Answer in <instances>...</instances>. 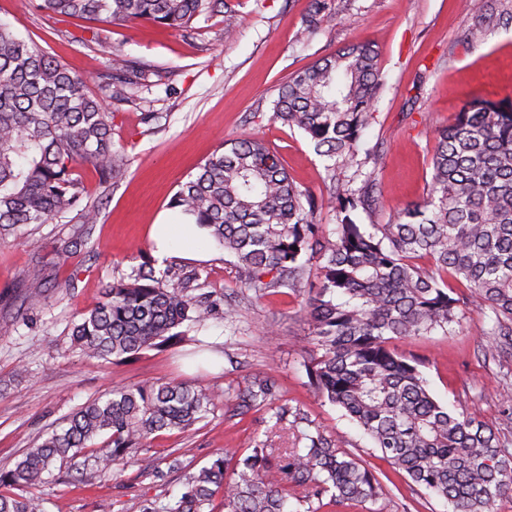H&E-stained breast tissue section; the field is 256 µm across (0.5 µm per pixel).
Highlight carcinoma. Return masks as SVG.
<instances>
[{
  "label": "carcinoma",
  "instance_id": "1",
  "mask_svg": "<svg viewBox=\"0 0 512 512\" xmlns=\"http://www.w3.org/2000/svg\"><path fill=\"white\" fill-rule=\"evenodd\" d=\"M224 0H43L66 17L124 24L147 21L182 30ZM474 21L466 43L483 39L490 24L512 26V0H461ZM331 17L328 0H311L309 32ZM111 66L122 85H105L122 98L153 74L114 50ZM88 79L19 38L0 23V240L31 224L73 216L94 224L99 205L87 197L78 166L99 184L119 181L129 158L112 143V113L86 92ZM382 86L374 44L363 42L320 59L291 76L274 101L273 119L307 134L331 172L356 161ZM426 196L390 224L363 230L350 215L373 202L374 184L354 190L331 177L330 198L344 216L334 237L313 221L315 198L300 190L276 154L251 135L224 142V150L179 185L170 206L207 232L259 290L294 289L306 265L318 267V285L304 313L316 347L307 370L317 393L342 409L373 440L381 458L416 486L444 499L450 512H497L512 494V449L494 430L464 412H452L430 393L421 362L393 341L453 335L461 326L460 298L449 280L465 285L494 315L490 336H512V103L474 100L440 129ZM427 258L425 270L415 263ZM169 270L145 263L108 285L100 301L72 323L71 344L84 354L128 360L176 344L185 322L201 325L213 303L167 284ZM245 413L279 400L275 383L254 378L236 395ZM224 395L196 385L146 382L95 398L0 473V512H45L32 489L58 462H68L105 436L106 468L146 446L164 430L188 431L222 404ZM303 448L255 444L236 457L226 449L185 475L184 491L162 509L211 512L216 495L224 512H318L314 502L375 505L386 491L375 475L305 413H294ZM295 499L305 510L289 509Z\"/></svg>",
  "mask_w": 512,
  "mask_h": 512
}]
</instances>
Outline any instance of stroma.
Returning <instances> with one entry per match:
<instances>
[{"label": "stroma", "instance_id": "35a3bbf8", "mask_svg": "<svg viewBox=\"0 0 512 512\" xmlns=\"http://www.w3.org/2000/svg\"><path fill=\"white\" fill-rule=\"evenodd\" d=\"M41 2L0 0V21L87 76L90 94L101 95L114 46L156 73L131 101L106 102L112 141L125 148L130 165L104 196L98 222L45 224L0 241V470L12 468L45 431L89 399L114 388L155 380L224 392L266 376L290 408L307 414L379 478L385 512H448L443 499L397 475L362 429L309 386L306 288L255 294L235 258L214 242L200 238L189 248L175 240L161 254L154 236L177 217L169 201L179 184L225 140L243 133L274 151L300 189L322 198L314 221L331 233L341 215L328 200L326 160L302 131L273 121L272 107L289 76L365 39L377 46L383 86L360 141L368 157L341 176L355 189L374 179L381 192L375 209L354 211L356 223L393 222L427 193L438 128L473 100L512 102V28L491 30L467 45L460 34L471 16L458 0H332L331 17L306 34L310 0H227L233 25L220 12L184 30L101 22L97 46L85 42L83 21L55 16ZM147 260L178 269L189 276L192 295L214 302L205 325L183 324V343L130 361L90 358L72 348L71 323L95 306L103 288ZM34 277L46 282V292L28 291ZM228 300L237 310L230 318L223 307ZM462 309L456 335L436 332L394 347L422 361L441 404L504 428L512 351L490 352L492 322L479 297L465 296ZM268 438L279 448L305 445L270 407L235 417L220 407L190 431L159 433L120 465L100 466L104 446L87 449L78 460L81 480L71 478L70 465L59 464L36 494L46 512H100L104 502L111 512H142L145 502L174 501L183 471L208 465L225 448L248 455ZM175 458L177 470L169 467Z\"/></svg>", "mask_w": 512, "mask_h": 512}]
</instances>
